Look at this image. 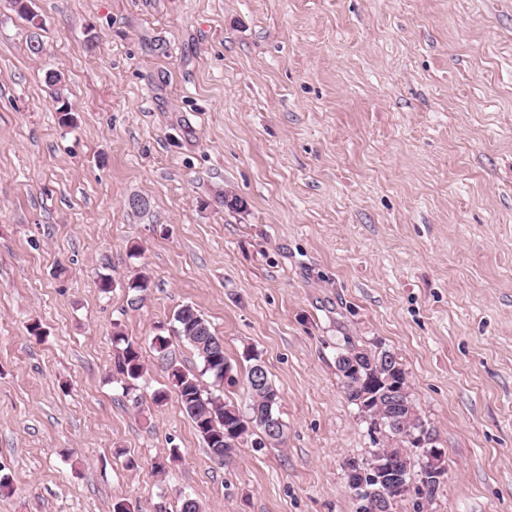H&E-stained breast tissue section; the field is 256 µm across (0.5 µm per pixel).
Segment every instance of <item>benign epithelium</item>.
I'll return each instance as SVG.
<instances>
[{"label": "benign epithelium", "instance_id": "1", "mask_svg": "<svg viewBox=\"0 0 512 512\" xmlns=\"http://www.w3.org/2000/svg\"><path fill=\"white\" fill-rule=\"evenodd\" d=\"M392 443L394 453L388 465L370 467L353 459L346 463L345 476L359 495L372 500L375 512L389 510L392 492L416 496L426 512L445 482L442 466L444 450L438 447V439L433 432L424 429L416 434L401 435ZM412 445L424 449L427 456L426 472L408 481L401 467V458L403 448Z\"/></svg>", "mask_w": 512, "mask_h": 512}]
</instances>
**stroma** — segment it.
I'll return each mask as SVG.
<instances>
[{"mask_svg": "<svg viewBox=\"0 0 512 512\" xmlns=\"http://www.w3.org/2000/svg\"><path fill=\"white\" fill-rule=\"evenodd\" d=\"M33 7L0 0V512H357L347 340L395 353L438 436L431 512H512V0ZM187 304L233 366L205 385L245 406L259 355L285 446L221 465L176 396L125 398L114 328L164 388L151 338Z\"/></svg>", "mask_w": 512, "mask_h": 512, "instance_id": "obj_1", "label": "stroma"}]
</instances>
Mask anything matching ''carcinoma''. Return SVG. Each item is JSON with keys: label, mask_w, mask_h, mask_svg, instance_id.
<instances>
[{"label": "carcinoma", "mask_w": 512, "mask_h": 512, "mask_svg": "<svg viewBox=\"0 0 512 512\" xmlns=\"http://www.w3.org/2000/svg\"><path fill=\"white\" fill-rule=\"evenodd\" d=\"M172 320L174 334L195 351L200 362L199 371L193 373L179 365L170 350L167 336H153L152 348L168 372L169 384L176 394L181 411L203 438L210 457L222 463L232 456L236 444L243 439V434L250 426H260L261 414L266 408L271 406L273 412H279L278 390L267 376L262 384H255V368L251 367L246 375V410L225 401L203 383L205 376L217 382L224 381V371L231 367V363L224 356L223 340L214 334L208 320L191 305L178 309ZM112 340L116 347L114 369L124 383L123 393L131 397L132 405L138 408L141 404V384L146 373L140 346L118 330L113 333ZM355 351L357 347L347 341L336 357L337 376L349 404H355L360 394L365 391L376 394L385 392L393 380L406 388L402 393L380 399L384 409L382 415L362 418L367 425L368 434L375 435L371 439L372 449L368 452L367 460L379 464L388 461L389 457L378 447L377 437L392 436L394 431L403 426L414 431L421 427L428 428L430 423L418 410L408 391L405 370L395 360L394 353L385 347L370 350L368 356H355Z\"/></svg>", "instance_id": "cac0c4a2"}]
</instances>
